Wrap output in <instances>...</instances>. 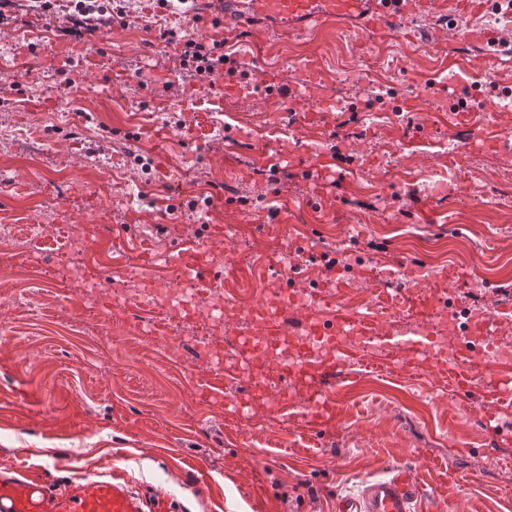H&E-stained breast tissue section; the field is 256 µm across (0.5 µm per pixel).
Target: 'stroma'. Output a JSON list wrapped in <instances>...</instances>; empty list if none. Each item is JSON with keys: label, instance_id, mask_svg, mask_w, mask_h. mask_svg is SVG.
Instances as JSON below:
<instances>
[{"label": "stroma", "instance_id": "1", "mask_svg": "<svg viewBox=\"0 0 512 512\" xmlns=\"http://www.w3.org/2000/svg\"><path fill=\"white\" fill-rule=\"evenodd\" d=\"M15 3L21 22L0 18V249L22 228L37 235L0 261V468L55 485L109 471L173 512H336L395 464L426 486L419 512H512V445L489 452L482 424L490 414L512 434V408L456 406L438 371H406L411 356L348 366L332 396L336 433L320 438L297 418L256 406L240 419L200 397L212 365L194 316L153 330L159 294L183 285L172 256L197 243L210 257L206 301L224 308L211 342L228 360L226 333L248 328L260 285L282 286L275 259L289 243L305 247L300 286L343 271L340 302L371 301L391 268L405 274L401 301L452 299L434 322L502 309L512 205L494 194L512 174L499 136L512 111L491 100L512 98V81L491 80L473 49L431 43L423 18L381 41L338 24L286 39L201 21L237 80L262 84V98L245 99L178 76L179 47L150 45L148 24L188 22L179 0H133L84 38L67 33L73 0L45 12ZM311 71L293 107L319 120L295 124L280 100ZM463 106L479 133L447 123ZM215 109L232 117L205 132ZM311 164L331 173L318 192ZM193 198L201 213L186 209ZM427 210L441 222H425ZM131 293L141 307L119 305Z\"/></svg>", "mask_w": 512, "mask_h": 512}]
</instances>
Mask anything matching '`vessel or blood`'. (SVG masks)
Here are the masks:
<instances>
[{
    "label": "vessel or blood",
    "mask_w": 512,
    "mask_h": 512,
    "mask_svg": "<svg viewBox=\"0 0 512 512\" xmlns=\"http://www.w3.org/2000/svg\"><path fill=\"white\" fill-rule=\"evenodd\" d=\"M224 26L233 31L252 28L268 22L295 31L315 30L332 22L355 24L363 33L371 34L404 25L406 20L424 16L435 20L432 39L459 31L462 23L487 9L486 0H223ZM485 58L497 62L512 58V38L494 32L483 35L479 44ZM209 262L203 246L192 248L189 258L180 260L176 272L180 278L195 281L200 288L208 282L201 270ZM311 297L322 315H304L301 305L273 304L261 311L254 328L238 333L233 345L238 352L235 361L226 363L201 381L205 399L220 402L228 383L241 379L240 365L252 353L257 339L275 344L284 338L361 336L378 339L376 317L370 311L337 303L334 296L314 289ZM436 307L433 294L424 292L410 304L418 326L403 338H391L385 343L387 353L409 351L418 356L429 353V319ZM350 358L345 350H337L327 358L313 362L286 364L269 372L259 384L248 385L243 398L232 401L233 412H242L253 404L266 401L274 383L291 384L299 397L298 416L303 427L322 436L332 435L337 416L331 401L341 368ZM448 385L453 391L470 399L497 398L499 393L512 391V380L490 381L476 370L471 356L448 369ZM422 495L420 484L409 469L395 466L386 477L365 484L360 496L338 502L336 512H413V505ZM154 499L137 490L128 481L100 473L84 482L61 489L44 481H34L15 469L0 471V512H155Z\"/></svg>",
    "instance_id": "vessel-or-blood-1"
}]
</instances>
